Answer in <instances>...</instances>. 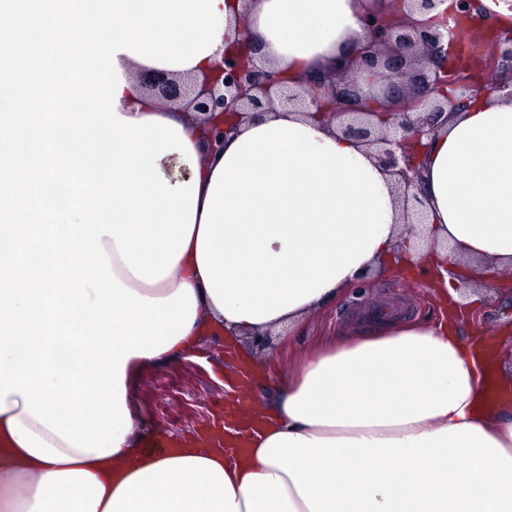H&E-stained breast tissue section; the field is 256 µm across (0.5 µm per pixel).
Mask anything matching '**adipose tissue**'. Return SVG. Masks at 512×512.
<instances>
[{"instance_id": "ef3b65f1", "label": "adipose tissue", "mask_w": 512, "mask_h": 512, "mask_svg": "<svg viewBox=\"0 0 512 512\" xmlns=\"http://www.w3.org/2000/svg\"><path fill=\"white\" fill-rule=\"evenodd\" d=\"M225 22L213 52L181 75L215 72L235 30L258 65L301 81L329 73L366 40V0H219ZM118 112L180 125L197 158H161L173 181L198 178L192 236L167 277L141 281L102 236L120 282L151 298L192 286L196 318L171 349L125 364L131 428L103 457L69 447L24 409L0 413V512H512V403L489 387L512 378L482 336L453 323L375 325L308 354L259 404L245 448L200 443L147 449L135 380L187 357L201 337L286 336L347 288L394 262L432 272L450 312L512 278V99L477 90L450 111L416 181L424 237L406 238L394 176L372 149L289 107L238 121L209 153L201 121L165 105L116 56ZM463 266L477 291L460 297L446 268Z\"/></svg>"}]
</instances>
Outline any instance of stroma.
<instances>
[{
    "label": "stroma",
    "instance_id": "stroma-1",
    "mask_svg": "<svg viewBox=\"0 0 512 512\" xmlns=\"http://www.w3.org/2000/svg\"><path fill=\"white\" fill-rule=\"evenodd\" d=\"M365 296L348 290L336 303L310 317L288 335L287 341L268 337L265 345L254 338L242 341L243 348L272 372L287 374L291 365L316 347L345 339L362 328L363 313L373 307H404L407 321L437 320L442 315L435 297L420 275L410 272L391 278L385 272H373L366 281ZM484 308L486 324L474 326L464 320L463 330L477 329L488 344L499 347L506 328L512 327V302L488 296ZM232 369L223 339H201L192 358L167 367L142 372L136 380L138 402L154 435L183 439L206 430L220 413L226 394V378Z\"/></svg>",
    "mask_w": 512,
    "mask_h": 512
}]
</instances>
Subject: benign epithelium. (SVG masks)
<instances>
[{
	"label": "benign epithelium",
	"instance_id": "7a95c632",
	"mask_svg": "<svg viewBox=\"0 0 512 512\" xmlns=\"http://www.w3.org/2000/svg\"><path fill=\"white\" fill-rule=\"evenodd\" d=\"M367 44L338 68L341 84L307 79L294 90L277 73L256 65L244 54H224L217 74L201 83H185L176 75L144 71L142 86L166 102L211 119L224 115V125L204 130L210 144H221L233 129L232 120L247 112L294 105L327 123L336 122L343 135L374 149L384 169L397 178L404 201L415 186L424 140L435 134L439 118L468 100L483 83L449 62L457 50L456 27L432 25L390 13L366 19ZM485 68L512 72V38L493 43Z\"/></svg>",
	"mask_w": 512,
	"mask_h": 512
}]
</instances>
